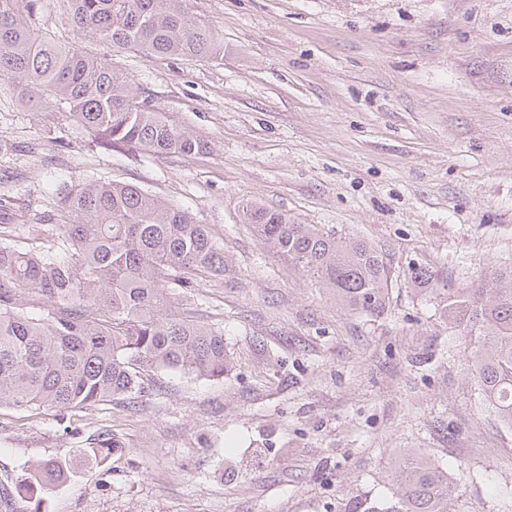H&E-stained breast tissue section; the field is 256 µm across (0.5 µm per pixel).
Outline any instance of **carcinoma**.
<instances>
[{
	"label": "carcinoma",
	"mask_w": 512,
	"mask_h": 512,
	"mask_svg": "<svg viewBox=\"0 0 512 512\" xmlns=\"http://www.w3.org/2000/svg\"><path fill=\"white\" fill-rule=\"evenodd\" d=\"M184 0H69L70 20L114 52L150 58H221L212 28L183 7ZM36 0H0V80L25 99L33 90L65 104L101 144L153 154H198L199 137L156 111L104 59L56 43L27 16ZM69 221L44 252L0 240V403L16 408L77 410L145 390V373L170 370L222 378L230 369L224 334L173 308L171 290L200 274L223 277L229 263L208 227L190 212L133 185L77 181L63 186ZM245 219L266 245L352 311L386 309L389 268L360 239L338 238L316 224L258 205ZM409 280L443 303L448 320L475 337L468 363L483 399L512 429V267L490 288L466 292L431 267L409 264ZM45 299L25 311L22 296ZM120 447L109 433L85 449L103 463ZM67 460L36 464L16 494L65 482ZM389 505L360 500L348 512H448L455 488L448 472L407 456L396 469Z\"/></svg>",
	"instance_id": "1"
}]
</instances>
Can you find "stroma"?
I'll list each match as a JSON object with an SVG mask.
<instances>
[{"instance_id": "stroma-1", "label": "stroma", "mask_w": 512, "mask_h": 512, "mask_svg": "<svg viewBox=\"0 0 512 512\" xmlns=\"http://www.w3.org/2000/svg\"><path fill=\"white\" fill-rule=\"evenodd\" d=\"M184 6L223 39V59L115 53L76 35L67 0H38L37 27L106 59L208 148H100L64 105L0 81V231L48 247L59 188L79 178L188 210L231 269L178 289L176 309L223 333L231 369L149 371L131 406L0 404V483L69 457L75 474L42 494V512H344L391 502L399 460L418 453L455 485L449 512H500L512 429L408 265L457 288L512 267V0ZM250 204L372 243L390 269L385 312H352L291 268L246 222ZM104 431L119 450L80 461Z\"/></svg>"}]
</instances>
